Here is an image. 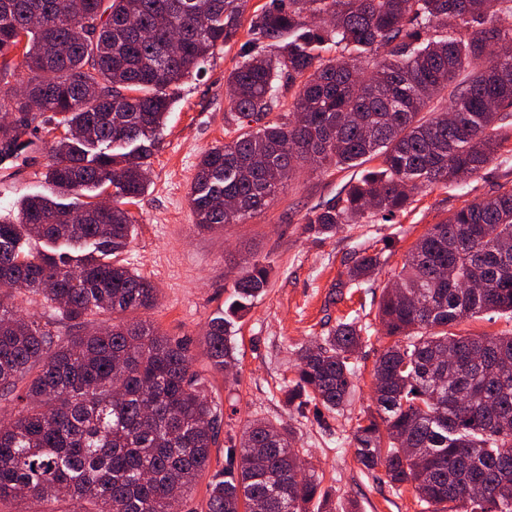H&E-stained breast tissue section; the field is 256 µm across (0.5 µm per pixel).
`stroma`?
I'll return each mask as SVG.
<instances>
[{
  "instance_id": "stroma-1",
  "label": "stroma",
  "mask_w": 512,
  "mask_h": 512,
  "mask_svg": "<svg viewBox=\"0 0 512 512\" xmlns=\"http://www.w3.org/2000/svg\"><path fill=\"white\" fill-rule=\"evenodd\" d=\"M246 31L235 43L217 50L202 70L177 90L149 172V186L131 211L136 217L133 240L124 253L126 265L160 290L156 307L138 311L170 336L187 340L193 368L224 412V431L240 436L247 424L266 418L292 425L298 450L329 491L337 512H420L411 492L394 494L382 470L367 471L356 460L348 440L357 417L374 412L372 369L384 343L364 340L355 355L358 373L351 402L338 418L320 421L314 411L298 414L283 402L281 389L295 376L297 352L333 329L339 319L357 314L375 321L383 288L391 281L413 243L463 203L485 198L512 184V153L489 164L466 183L421 193L410 209L392 221L345 224L324 237L304 229L305 214L335 198L355 169L325 172L299 168L270 206L244 224L197 228L188 193L202 153L223 144L235 130L225 83L239 60ZM37 162L0 161V212L22 197L50 193L42 173L50 161L38 147ZM382 251L384 263L371 287H339L346 265L358 252ZM254 255L272 271L265 291L238 323L236 377L214 372L205 354L203 334L229 295L224 274L239 258Z\"/></svg>"
}]
</instances>
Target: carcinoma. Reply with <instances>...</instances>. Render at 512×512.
Segmentation results:
<instances>
[{"label":"carcinoma","mask_w":512,"mask_h":512,"mask_svg":"<svg viewBox=\"0 0 512 512\" xmlns=\"http://www.w3.org/2000/svg\"><path fill=\"white\" fill-rule=\"evenodd\" d=\"M240 0H0V81L37 103L0 98V155L49 145L47 195L0 215V503L47 512H173L219 444L220 404L188 344L126 315L159 288L122 259L175 90L235 41ZM93 35L80 39L86 20ZM226 77L235 136L205 152L189 192L199 228L244 224L283 192L293 164L338 172L377 159L305 217L317 235L378 217L416 193L479 175L512 153V0H272L249 24ZM276 48L268 55L265 49ZM374 59L370 75L359 59ZM448 93V107L436 99ZM290 108L279 112L283 95ZM112 188L116 204L91 199ZM383 251L353 255L341 288L369 284ZM253 259L205 333L211 367L237 364L232 329L269 282ZM39 299L46 315L23 314ZM112 325L89 330V317ZM512 314V187L466 202L409 250L378 307L393 339L374 366L377 414L351 431L357 461L383 468L433 512H512V334L453 331ZM371 326L340 321L301 349L284 402L338 412ZM291 427L253 421L224 442L206 512H335L303 468Z\"/></svg>","instance_id":"cac0c4a2"}]
</instances>
